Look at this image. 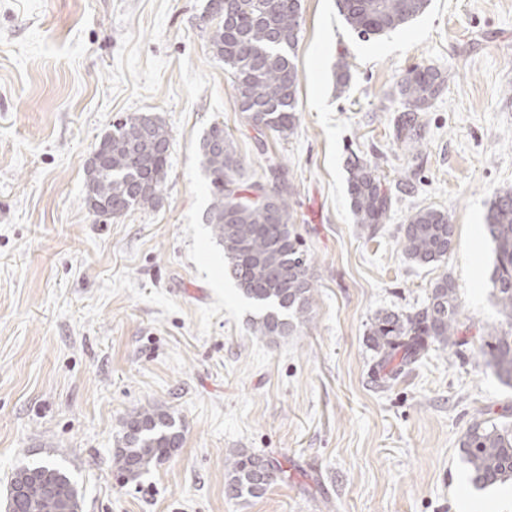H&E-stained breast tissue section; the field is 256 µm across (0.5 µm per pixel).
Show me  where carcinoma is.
Masks as SVG:
<instances>
[{
	"label": "carcinoma",
	"instance_id": "obj_1",
	"mask_svg": "<svg viewBox=\"0 0 512 512\" xmlns=\"http://www.w3.org/2000/svg\"><path fill=\"white\" fill-rule=\"evenodd\" d=\"M429 0H338L347 27L363 39L378 38L421 16ZM300 0H230V14L220 15L210 45L229 66L240 111L261 132H293L300 73L294 49L301 33ZM446 77L430 67H413L399 84L402 110L396 138H412L421 128V112L440 93ZM171 135L165 122L150 113L118 117L96 146L103 157L89 177L87 199L98 201L97 214L108 219L156 207L167 174ZM202 164L212 196L207 221L224 247L225 271L258 310L255 332L262 338L291 335L309 315L315 285L308 254L292 224L288 187L280 164L272 162L259 180L238 181L241 161L224 129L213 125L200 143ZM351 207L359 224H385L392 194L378 175V164L357 160L349 178ZM486 236L494 244L489 281L505 325L484 340V364L512 387V191L492 200ZM454 225L434 208L412 213L401 228V244L418 265L439 262L453 248ZM459 302L455 281L444 275L431 287L428 305L405 317L378 314L370 339L381 367L397 371L417 363L437 342L457 339ZM183 440L182 424L158 407H144L125 417L113 452V467L127 480L140 479ZM460 448L475 487L486 489L512 481V421L489 418L472 423ZM277 466L264 455L240 450L228 459L224 492L230 498L260 497L276 476ZM11 482L27 486L17 512H81L77 484L57 462L47 459L15 468Z\"/></svg>",
	"mask_w": 512,
	"mask_h": 512
}]
</instances>
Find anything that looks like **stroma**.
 Wrapping results in <instances>:
<instances>
[{
  "label": "stroma",
  "mask_w": 512,
  "mask_h": 512,
  "mask_svg": "<svg viewBox=\"0 0 512 512\" xmlns=\"http://www.w3.org/2000/svg\"><path fill=\"white\" fill-rule=\"evenodd\" d=\"M208 0H0V512L15 467L57 459L82 512H512V482L475 488L459 441L512 415V389L478 354L502 317L491 296L493 196L512 189V0H430L362 40L336 0H302L290 135L240 112L209 45ZM350 81L337 91L339 55ZM448 74L399 140L397 85ZM151 112L171 146L162 200L107 219L85 204L86 162L115 117ZM223 126L244 182L280 161L312 259L307 321L269 341L224 271L206 215L199 144ZM379 164L387 223H357L349 162ZM422 207L455 226L448 259L411 262L400 229ZM460 302L461 350L432 345L390 383L375 375L374 317L423 308L441 276ZM158 406L180 448L124 482L120 422ZM282 470L259 498L225 495L232 451Z\"/></svg>",
  "instance_id": "obj_1"
}]
</instances>
